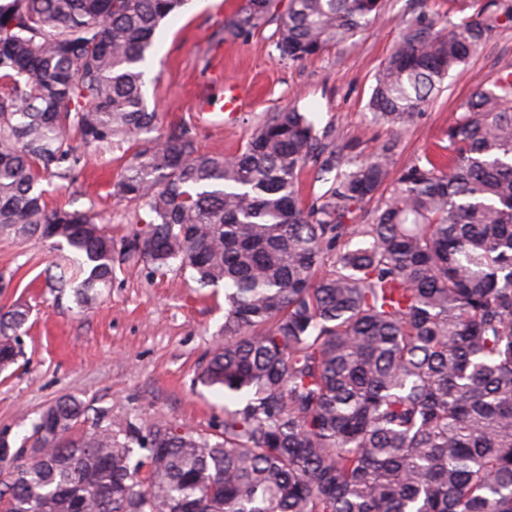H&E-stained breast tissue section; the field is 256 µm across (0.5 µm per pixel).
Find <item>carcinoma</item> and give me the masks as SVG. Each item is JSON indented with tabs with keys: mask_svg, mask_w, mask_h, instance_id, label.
I'll return each instance as SVG.
<instances>
[{
	"mask_svg": "<svg viewBox=\"0 0 512 512\" xmlns=\"http://www.w3.org/2000/svg\"><path fill=\"white\" fill-rule=\"evenodd\" d=\"M274 0L224 22L239 38ZM186 0L0 3V230L50 242L46 269L88 305L112 284L115 242L89 211L48 208L40 183L86 151L136 147L114 185L144 211L123 259L224 286V342L197 382L224 391L222 432L112 421L75 396L47 406L30 450L0 432V512H512V72L448 128V161L390 180L385 143L321 142L296 109L268 114L231 157L185 127L158 131L141 64ZM382 0H288L279 56L353 41ZM512 23V0L434 30L415 15L369 110L394 134L445 78ZM336 172L302 204L299 170ZM364 224L352 209L376 196ZM30 309L0 313V372L23 356ZM147 472H142V468Z\"/></svg>",
	"mask_w": 512,
	"mask_h": 512,
	"instance_id": "1",
	"label": "carcinoma"
}]
</instances>
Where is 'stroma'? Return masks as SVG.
I'll use <instances>...</instances> for the list:
<instances>
[{
  "label": "stroma",
  "instance_id": "1",
  "mask_svg": "<svg viewBox=\"0 0 512 512\" xmlns=\"http://www.w3.org/2000/svg\"><path fill=\"white\" fill-rule=\"evenodd\" d=\"M226 0H189L160 26L144 65V92L163 128L191 130L201 152L239 151L266 114L288 107L308 113L318 134L371 151L393 142L392 174L446 145V132L481 85L512 69V27L494 31L485 51L444 80L416 122L391 135L373 121L368 102L376 77L401 41L408 0H385L375 23L355 43L302 61L280 58L277 19L251 34L219 41ZM236 81L243 102L233 120L209 112L205 101ZM127 152L90 157L66 179L43 181L50 206L92 211L115 241L138 228L134 203L113 194ZM63 253L37 239L0 231V308L31 309L24 352L0 374V429L23 440L39 413L72 395L113 419H140L216 434L224 422L223 393L197 385L196 376L221 342L223 288H202L177 269L116 263L111 287L78 306L71 292L48 287L44 271L66 266Z\"/></svg>",
  "mask_w": 512,
  "mask_h": 512
}]
</instances>
